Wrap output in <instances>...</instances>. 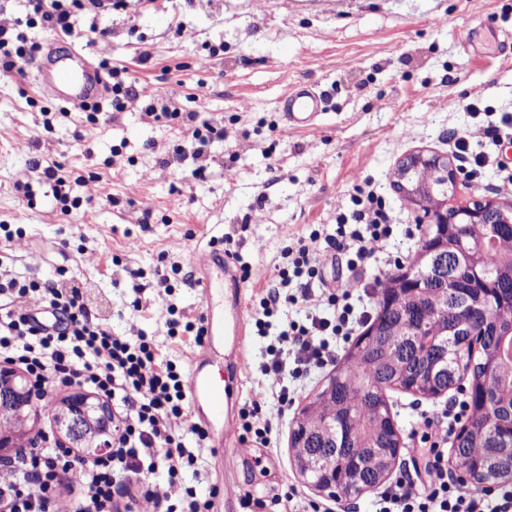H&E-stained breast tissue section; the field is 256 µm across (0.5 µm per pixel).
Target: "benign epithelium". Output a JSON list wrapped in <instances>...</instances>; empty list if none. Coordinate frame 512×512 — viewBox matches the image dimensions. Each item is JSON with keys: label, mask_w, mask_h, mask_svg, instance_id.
<instances>
[{"label": "benign epithelium", "mask_w": 512, "mask_h": 512, "mask_svg": "<svg viewBox=\"0 0 512 512\" xmlns=\"http://www.w3.org/2000/svg\"><path fill=\"white\" fill-rule=\"evenodd\" d=\"M430 166L433 178L424 183L419 178L421 169ZM458 168L454 158L419 150L402 158L392 173V186L407 198L409 208L417 214L420 224L439 225L435 235L429 239L424 253L430 269V279H422L405 273L406 289H395L405 293L408 300L420 304L431 294L429 283L443 289H456L457 301L464 304L470 322L487 318L483 309L470 307L467 290L458 285L456 271L457 252L466 250V237L458 236L448 242V225L465 224L476 232L479 241L489 238L496 224H512V203L483 197L459 205L453 201ZM431 195L435 208L423 212V198ZM34 392L20 369L9 363L0 364V452L16 446L15 439L28 432L27 423L34 406ZM55 424L60 435L68 440L72 448L82 449L84 457L91 459L109 446L108 436L112 429V410L108 403L97 396L75 391L57 401Z\"/></svg>", "instance_id": "benign-epithelium-1"}]
</instances>
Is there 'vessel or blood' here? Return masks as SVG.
I'll return each mask as SVG.
<instances>
[{
    "mask_svg": "<svg viewBox=\"0 0 512 512\" xmlns=\"http://www.w3.org/2000/svg\"><path fill=\"white\" fill-rule=\"evenodd\" d=\"M41 92L52 99L72 105L97 99L103 93L105 81L100 69L77 48H69L66 55H58L56 41H48L32 63ZM320 94L303 85L291 87L283 98V110L291 127L307 129L313 126L319 112L323 110ZM195 269L202 271L198 285L204 292H211L213 283L205 278V271L217 269L229 272L230 261L223 252L203 250L192 258ZM246 318L239 302H232L224 313L206 309L202 326L203 351L209 350L217 339H225L233 347H241L246 334ZM204 358L196 356L187 389L193 401L202 403L209 417L224 428L225 439H232L237 428V414L232 405L233 388L230 384L215 381L202 367Z\"/></svg>",
    "mask_w": 512,
    "mask_h": 512,
    "instance_id": "1",
    "label": "vessel or blood"
}]
</instances>
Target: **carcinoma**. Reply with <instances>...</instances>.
Segmentation results:
<instances>
[{
  "mask_svg": "<svg viewBox=\"0 0 512 512\" xmlns=\"http://www.w3.org/2000/svg\"><path fill=\"white\" fill-rule=\"evenodd\" d=\"M483 264L490 270L486 282H476L472 270L463 265L459 275L482 291L488 318L481 322L483 335H465L461 322L466 315L447 291H435L420 305L415 326L420 335L409 336L400 329L410 309L406 299H391L381 306L372 323L382 335L365 344L354 342L336 364L335 408L336 446L321 447L316 434L319 415H305L298 441L320 464L309 477L316 480L340 459L355 469L365 487L377 485L378 472L365 465L376 453L391 455L400 441L392 422L388 392L402 391L415 396H435L445 388L463 391L476 414L465 425L471 430L457 439L458 453L453 465L466 468L476 487L487 482H512V228L500 225L483 251ZM448 317V335L435 339ZM478 342L479 349L473 348ZM447 359L448 375L434 382L426 376L428 367Z\"/></svg>",
  "mask_w": 512,
  "mask_h": 512,
  "instance_id": "obj_1",
  "label": "carcinoma"
}]
</instances>
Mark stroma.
Instances as JSON below:
<instances>
[{
    "mask_svg": "<svg viewBox=\"0 0 512 512\" xmlns=\"http://www.w3.org/2000/svg\"><path fill=\"white\" fill-rule=\"evenodd\" d=\"M192 34L179 36L177 22ZM106 41L88 45L93 61L120 59L145 88L172 96L182 111L223 125L211 143L203 178L196 163L163 165L184 144L180 123H147L139 112H118L90 124L72 110L52 130L42 125L43 95L32 75L0 81V224L21 230L0 240V263L26 279L83 286L93 314L113 334L143 330L178 366L190 369L197 346L170 338L168 307L195 318L207 305L223 306L224 291L204 296L190 256L212 239L231 234L233 249L251 275L241 299L250 301L278 281L280 253L293 239L344 210L354 185L369 178L396 218L388 249L417 256L408 239L413 211L390 184L403 156L448 152L449 134L475 130L480 114L467 103L512 110V0H128L106 12ZM207 68L196 60L209 56ZM152 57L140 62L142 49ZM295 84L325 99L314 127H289L282 98ZM44 157L88 177L92 204L61 215L29 160ZM176 264L171 295H159L153 272ZM271 339L248 329L241 356L215 341L208 373L238 378V401L266 389L261 372ZM334 365L294 381L295 404L279 411L268 400L263 414L273 426L270 444L225 443L211 425L196 471L184 484L198 498L232 483L236 499L216 498L214 512H244L238 497L295 489L301 502L326 512H375V492L356 498L316 493L296 470L290 435L300 406L324 386ZM447 396L389 394L405 445L399 466L415 451L407 439L421 412Z\"/></svg>",
    "mask_w": 512,
    "mask_h": 512,
    "instance_id": "obj_1",
    "label": "stroma"
}]
</instances>
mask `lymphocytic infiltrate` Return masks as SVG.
Returning a JSON list of instances; mask_svg holds the SVG:
<instances>
[{
    "label": "lymphocytic infiltrate",
    "instance_id": "obj_1",
    "mask_svg": "<svg viewBox=\"0 0 512 512\" xmlns=\"http://www.w3.org/2000/svg\"><path fill=\"white\" fill-rule=\"evenodd\" d=\"M24 26L0 25V79L22 76L23 65L39 52L27 30L40 28L56 35L94 41L107 37L98 19L103 0H27ZM108 76L106 103L88 109L96 120L104 108L124 112L140 110L153 122L180 121L190 133L189 148H176L171 159L181 162L185 153L201 158L212 142L223 139L224 128L197 123L192 112L181 111L173 99L145 93L129 67L104 63ZM512 138V115L487 120L476 135L454 133L450 139L466 177L481 179L492 155L479 148L487 142L500 145ZM31 169L50 186L59 210L70 215L86 184L83 176L64 172L59 163L32 159ZM350 210L338 213L334 231L312 230L281 252L280 281L254 303L258 335L276 333L275 344L262 372L279 406L293 400L288 378H300L335 358L340 341L346 340L370 317L365 297L369 284L353 279L334 288L315 291L322 279L319 243L346 256L351 267L383 261L400 266L402 257L383 252L393 234L394 219L382 195L370 182L355 186ZM53 316L52 324L40 323L38 312ZM0 360L19 366L33 381L37 399L47 387L85 386L112 404V441L108 450L87 461L62 444L43 445L32 440L15 457L11 469L15 481L0 485V512H55L61 486L79 491L77 512H112L115 493L123 478L144 468L164 466L168 487L179 490V502L166 512H212V500L197 499L183 484L184 471L196 467L198 458L186 448L176 425H183L196 444L206 431L189 416V401L181 368L167 359L152 337L140 333L117 336L93 317L82 288L55 281L20 278L0 269ZM464 399L421 414L411 432L417 458L411 477L396 479L380 492L376 512H512V488L491 489L474 495L448 470V438L468 415Z\"/></svg>",
    "mask_w": 512,
    "mask_h": 512
}]
</instances>
